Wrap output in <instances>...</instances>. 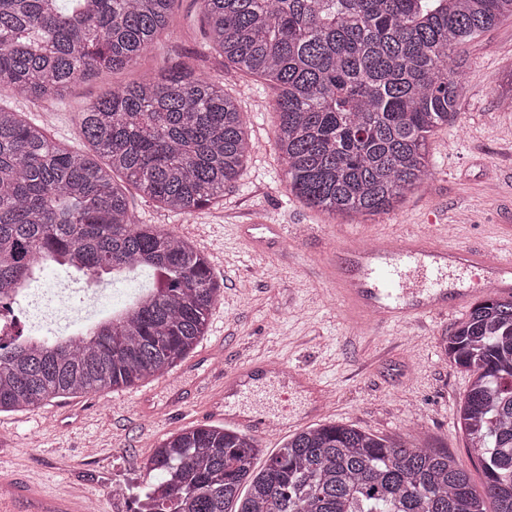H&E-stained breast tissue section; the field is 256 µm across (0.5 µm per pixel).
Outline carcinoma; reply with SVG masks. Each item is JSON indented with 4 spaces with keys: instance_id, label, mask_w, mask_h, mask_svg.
Instances as JSON below:
<instances>
[{
    "instance_id": "1",
    "label": "carcinoma",
    "mask_w": 512,
    "mask_h": 512,
    "mask_svg": "<svg viewBox=\"0 0 512 512\" xmlns=\"http://www.w3.org/2000/svg\"><path fill=\"white\" fill-rule=\"evenodd\" d=\"M174 2L0 0V84L26 100L62 98L86 77L127 68L169 38ZM201 2L220 55L278 89L287 190L350 220L395 210L431 177L428 138L458 115L456 48L512 18V0ZM80 132L88 152L0 106V309L40 259L90 286L125 270L153 282L90 336L0 340V412L171 373L222 294L191 240L132 223L114 175L170 211L209 205L251 153L236 98L170 70L92 103ZM444 351L472 376L458 423L482 490L426 439L319 425L288 437L257 472L253 437L198 425L154 449L138 512H512V297L477 301Z\"/></svg>"
}]
</instances>
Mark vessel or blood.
Listing matches in <instances>:
<instances>
[{
  "label": "vessel or blood",
  "mask_w": 512,
  "mask_h": 512,
  "mask_svg": "<svg viewBox=\"0 0 512 512\" xmlns=\"http://www.w3.org/2000/svg\"><path fill=\"white\" fill-rule=\"evenodd\" d=\"M240 233L260 250H272L286 242L284 225L256 221L240 227ZM337 253L343 267L331 273L334 292L357 319L376 324H402L447 314L461 305L468 292H449L447 268L490 270L494 288L512 291V243L505 250L491 252L475 247L455 250L437 244L430 233L410 231L398 240H378L368 246H354L348 233H341ZM287 368L269 361L249 360L224 374V396H244L257 391L256 380L269 372L286 373ZM12 501H27L50 508L51 512H87L82 499H53L37 485H12Z\"/></svg>",
  "instance_id": "vessel-or-blood-1"
}]
</instances>
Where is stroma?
<instances>
[{"instance_id":"obj_1","label":"stroma","mask_w":512,"mask_h":512,"mask_svg":"<svg viewBox=\"0 0 512 512\" xmlns=\"http://www.w3.org/2000/svg\"><path fill=\"white\" fill-rule=\"evenodd\" d=\"M173 29L174 37L163 47L143 52L136 64L112 76L75 84L64 99H15L0 88V101L28 121L47 122L55 144L77 150L83 146L79 115L86 107L170 68L192 67L239 100L253 150L223 198L191 215L138 196L130 200L134 223L191 239L222 280L223 294L198 342L199 348L211 349L218 366L196 369L185 360L176 373L132 388L0 413V426L10 430L0 443V477L34 480L59 497L80 488L90 512H136L135 500H113V481L145 486L144 464L160 441L203 424L213 394L223 386L222 369L267 359L324 385L329 391L324 410L309 415L310 398L272 379L262 383L259 397L240 399L237 411H274L301 429L336 423L384 437L422 436L446 448L472 483L482 485V468L458 428V408L471 377L449 362L443 347L470 304L422 322L357 329L329 282L342 220L307 207L285 187L273 150L274 85L225 65L204 36L201 0H176ZM457 53L464 60L459 115L429 141L431 179L394 212L356 225L361 241L423 230L444 245L494 251L512 238V110L499 104L512 80V19L459 46ZM257 218L297 226L299 233L279 251L255 250L240 238L238 227ZM178 378L189 387L181 407L155 421L142 417L137 399L147 392L165 402Z\"/></svg>"}]
</instances>
